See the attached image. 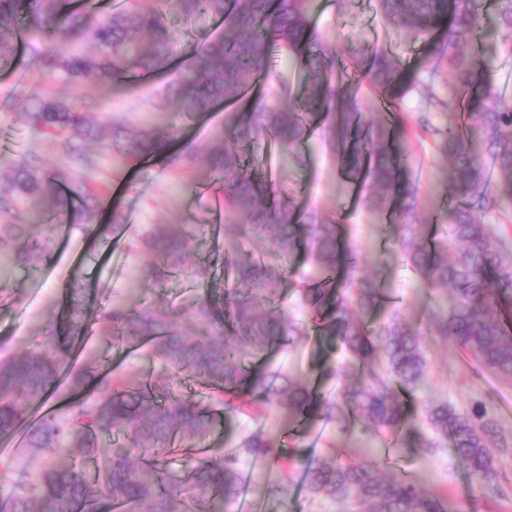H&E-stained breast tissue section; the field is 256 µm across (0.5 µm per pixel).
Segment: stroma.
I'll return each mask as SVG.
<instances>
[{
  "label": "stroma",
  "instance_id": "1",
  "mask_svg": "<svg viewBox=\"0 0 512 512\" xmlns=\"http://www.w3.org/2000/svg\"><path fill=\"white\" fill-rule=\"evenodd\" d=\"M315 12L317 17L310 23L313 38L305 47L306 53L336 50L338 71L333 79L354 88L357 107L368 120H377L391 110L402 113L399 143L411 158L409 175L418 186L417 206L393 231L388 216L367 205L368 189H361V201L351 202L350 184L341 170L328 123L318 114L313 117L308 137L288 153H269L263 140L244 147L248 171L262 177L275 170L274 186L290 190L295 209L320 222L339 224L346 249L358 255V274L373 279L385 296L379 309L366 315V323L377 329L397 313L417 327H426L437 308L436 294L421 287L417 274L406 265L401 241L439 228V213L450 198L446 177L449 163L438 150L437 138L419 129V120L426 112L417 95L410 93L393 106H384L373 92L366 71L354 67L351 59L381 51L399 62L403 77L438 86L444 84L448 69L429 61L427 43L411 40L381 16L375 0H318ZM172 28L174 50L179 54L224 32L223 26L208 15L173 18ZM27 61L28 54L23 51L12 69L0 70V164L26 154L38 158L51 171L62 158V140L36 132L20 117L25 96L35 85L24 74ZM304 74V67L290 64L279 48H272L263 69V89L241 103V110L266 106L268 88L282 86L287 90V105L299 112L309 111ZM178 76L173 70L161 76L132 78L109 89L90 80L81 84V95L105 102V112L98 115L100 121L115 118L138 128L157 113L166 112L181 125L182 135L167 158L155 156L135 164L100 156L93 177L110 198L109 206L99 209L96 218L104 227L103 233H91L75 224L61 225L60 242L36 267L13 265L7 274L0 275V359L25 353L48 322L61 321L69 290L74 287L88 309L84 329L87 343L82 358L66 364L67 376L84 375L93 382L120 376L138 385L145 375L164 372V363L147 350L102 336L98 314L118 307L129 311L163 308L184 323L203 299L223 294L227 246L224 239L212 235L210 225L214 214L224 208V185L207 177L200 159L222 131L226 107L221 104L208 115L183 119L166 95L167 85ZM159 224H175L191 232L194 261L210 267L207 280L185 279L176 272L163 284L144 286L152 260L147 241ZM55 267L67 269L66 284L48 277V270ZM313 274L302 251L277 270L273 287L289 317L309 319L300 284ZM425 349L431 376L449 403L465 409L473 400L492 394L497 401L493 418L512 430V388L497 386L491 378L477 373L455 341H429ZM342 361L339 342L313 330L292 345H272L251 359L250 365L256 375L286 371L326 395L336 384L329 372ZM305 429V435H298L294 424L282 414L221 413L202 444L179 447L166 456L165 466L172 475L184 476L202 457L198 447L207 448L208 459L219 460L232 452L241 438L258 430L288 443L306 457L332 453L342 460H355L368 451L384 452L383 438H375L367 450L321 418L310 419ZM392 465L426 490L447 495L451 512H512V496L502 498L478 488L460 466L453 447L429 453L403 438L395 444ZM241 467L251 476L252 495L266 501L271 512H334L331 504L298 495L284 474L269 475L267 461L247 459Z\"/></svg>",
  "mask_w": 512,
  "mask_h": 512
}]
</instances>
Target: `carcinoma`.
I'll use <instances>...</instances> for the list:
<instances>
[{
  "label": "carcinoma",
  "mask_w": 512,
  "mask_h": 512,
  "mask_svg": "<svg viewBox=\"0 0 512 512\" xmlns=\"http://www.w3.org/2000/svg\"><path fill=\"white\" fill-rule=\"evenodd\" d=\"M312 0H123L100 13L93 0H0V69L14 65L17 49L29 47L28 65L45 68L76 84L93 78L115 87L135 75H158L174 61L170 16L186 18L204 13L224 22V36L188 52L180 78L168 85L178 111L186 118L210 112L262 71L271 45L276 44L307 71L306 93L311 105L326 114L344 163L346 177L367 183L373 193L370 208L386 213L394 207L413 209L417 189L409 180L406 155L389 140L392 120L364 121L351 89L331 83L336 56L331 51L302 56L298 48L310 39ZM381 13L415 40L445 24L444 39L433 47V59L447 63L444 92L433 84L412 80L398 83V64L375 52L357 59L372 85L395 102L409 92L428 110L463 114L464 124H448L440 149L452 159L451 187L456 204L441 212L446 227L438 236H421L406 243V263L421 285L438 291L439 311L426 331L395 317L379 329L361 316L377 309L383 292L369 279L333 277L342 251L337 225H308L307 238L297 228L303 215L285 201L273 202L282 190L248 175L241 152L224 142L203 156L209 173L224 178V210L239 217L224 225L243 242L267 240L271 252L288 257L302 248L318 271L332 277L305 281L302 291L317 331L342 345L347 365L336 372V392L322 398L306 383L279 372L253 378L246 362L270 344L307 335L308 324L287 317L269 303L256 313L255 293L268 287L270 266L262 258L229 262L232 286L220 298L204 299L189 319V328L175 330V315L162 309L103 311L98 323L106 335L117 331L131 344L147 342L162 361L194 374L226 412L257 407L275 409L298 422L312 414L351 433L359 421L370 437L405 432L419 447L435 451L452 439L460 465L478 486L500 495L496 460L512 455V432L497 424L491 404L478 401L468 410L448 403L432 381L422 347L427 336L457 342L480 373L512 387V240L478 212H499L512 205V99L488 80L495 60L486 42L488 24L481 0H377ZM502 34H512V0H501L493 22ZM26 124L47 135L65 137L67 162L55 172L28 157L11 160L0 173V260L29 265L46 256L54 242L55 225L35 224V210L51 213L59 223L89 224L95 219L98 197L86 176L93 161L83 147L100 144L99 151H118L140 161L169 150L178 135L174 123L158 121L129 131L118 120L103 130L78 99L63 100L35 87L23 112ZM309 131L304 112L275 107L243 114L224 112V134L247 145L266 137L281 152ZM192 236L157 227L152 237L151 280L163 282L185 264ZM86 313L70 308L68 331L79 334ZM55 325H48L39 342L23 356L0 360V434L11 433L34 404L47 398L63 364ZM426 398L421 424H408L404 398ZM215 413L191 398L177 395L167 373L131 387L121 378L98 382L90 400H76L58 415L40 420L27 448L18 453H60L87 449L103 459L97 476L87 479L75 461H49L32 480L14 482L10 512H99L107 499L120 512H226L237 499L241 460L275 458L288 473L302 472L311 498L330 501L340 512H448V498L424 490L404 473L362 458L341 461L300 458L264 431L242 439L220 461L203 460L182 481H173L150 448L195 441L210 433ZM114 430L127 432L131 448L102 439Z\"/></svg>",
  "instance_id": "carcinoma-1"
}]
</instances>
